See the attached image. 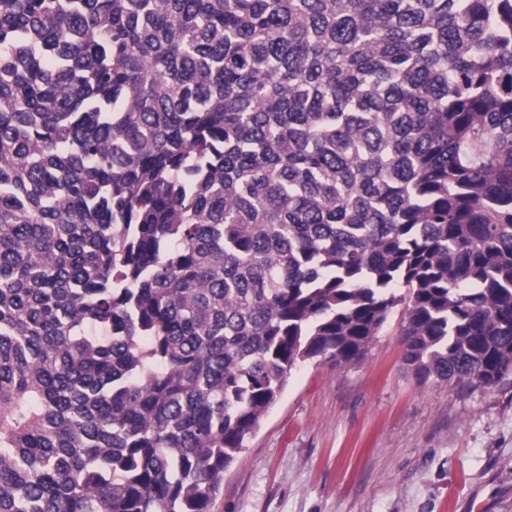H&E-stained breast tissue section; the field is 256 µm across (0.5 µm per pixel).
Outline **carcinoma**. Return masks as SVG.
I'll return each instance as SVG.
<instances>
[{
	"label": "carcinoma",
	"mask_w": 512,
	"mask_h": 512,
	"mask_svg": "<svg viewBox=\"0 0 512 512\" xmlns=\"http://www.w3.org/2000/svg\"><path fill=\"white\" fill-rule=\"evenodd\" d=\"M398 306L512 369V0H0V512H209Z\"/></svg>",
	"instance_id": "cac0c4a2"
}]
</instances>
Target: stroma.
Returning <instances> with one entry per match:
<instances>
[{"label": "stroma", "mask_w": 512, "mask_h": 512, "mask_svg": "<svg viewBox=\"0 0 512 512\" xmlns=\"http://www.w3.org/2000/svg\"><path fill=\"white\" fill-rule=\"evenodd\" d=\"M402 314L357 364L291 370L211 512H512V370L419 383Z\"/></svg>", "instance_id": "stroma-1"}]
</instances>
